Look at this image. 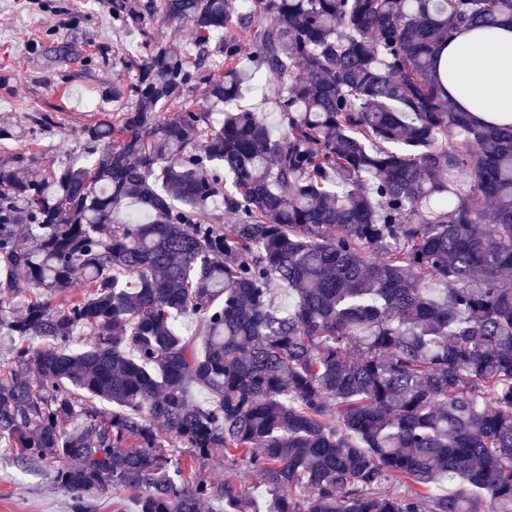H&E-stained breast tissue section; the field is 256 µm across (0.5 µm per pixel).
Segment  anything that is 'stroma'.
Here are the masks:
<instances>
[{
    "instance_id": "obj_1",
    "label": "stroma",
    "mask_w": 512,
    "mask_h": 512,
    "mask_svg": "<svg viewBox=\"0 0 512 512\" xmlns=\"http://www.w3.org/2000/svg\"><path fill=\"white\" fill-rule=\"evenodd\" d=\"M126 0H0V156H23L39 178L83 151L81 128L99 112L120 110L112 89L129 85L132 63L149 50L119 28ZM57 462L16 463L0 449V512H72L54 474Z\"/></svg>"
}]
</instances>
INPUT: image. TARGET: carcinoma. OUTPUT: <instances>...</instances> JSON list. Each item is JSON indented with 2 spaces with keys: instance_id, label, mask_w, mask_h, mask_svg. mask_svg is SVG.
Here are the masks:
<instances>
[{
  "instance_id": "cac0c4a2",
  "label": "carcinoma",
  "mask_w": 512,
  "mask_h": 512,
  "mask_svg": "<svg viewBox=\"0 0 512 512\" xmlns=\"http://www.w3.org/2000/svg\"><path fill=\"white\" fill-rule=\"evenodd\" d=\"M159 18L190 48H150L83 164L0 158V448L63 461L73 512H512V123L455 110L437 70L512 0L117 16ZM263 77L275 128L239 105ZM130 494L120 492L112 496V492L93 501L92 512H131Z\"/></svg>"
}]
</instances>
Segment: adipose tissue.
<instances>
[{
  "instance_id": "ef3b65f1",
  "label": "adipose tissue",
  "mask_w": 512,
  "mask_h": 512,
  "mask_svg": "<svg viewBox=\"0 0 512 512\" xmlns=\"http://www.w3.org/2000/svg\"><path fill=\"white\" fill-rule=\"evenodd\" d=\"M450 101L478 123H512V25L462 27L438 57Z\"/></svg>"
}]
</instances>
